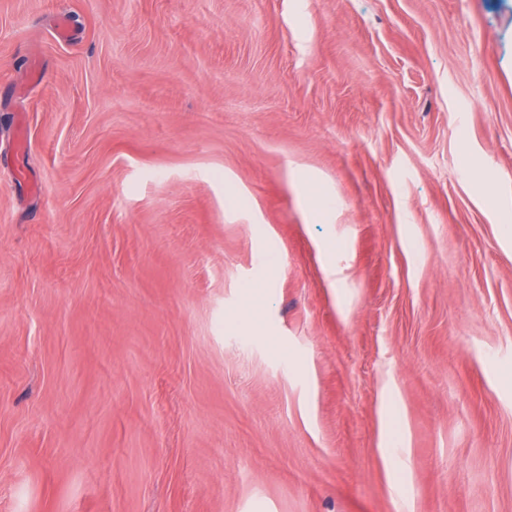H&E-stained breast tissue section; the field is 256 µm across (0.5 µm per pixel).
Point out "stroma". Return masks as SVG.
I'll use <instances>...</instances> for the list:
<instances>
[{"mask_svg": "<svg viewBox=\"0 0 512 512\" xmlns=\"http://www.w3.org/2000/svg\"><path fill=\"white\" fill-rule=\"evenodd\" d=\"M0 512H512V0H0Z\"/></svg>", "mask_w": 512, "mask_h": 512, "instance_id": "obj_1", "label": "stroma"}]
</instances>
